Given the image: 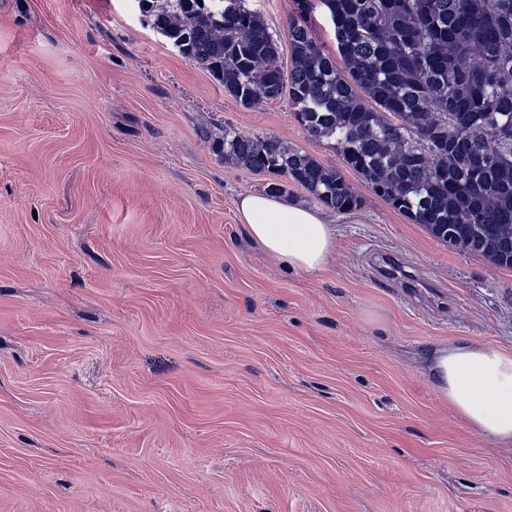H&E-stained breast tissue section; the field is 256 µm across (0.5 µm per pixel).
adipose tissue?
<instances>
[{"label": "adipose tissue", "instance_id": "ef3b65f1", "mask_svg": "<svg viewBox=\"0 0 512 512\" xmlns=\"http://www.w3.org/2000/svg\"><path fill=\"white\" fill-rule=\"evenodd\" d=\"M236 211L248 236L291 270L316 275L327 267L335 238L322 211L267 192L241 195ZM429 372L471 430L488 441L512 444V352L461 341L436 348Z\"/></svg>", "mask_w": 512, "mask_h": 512}]
</instances>
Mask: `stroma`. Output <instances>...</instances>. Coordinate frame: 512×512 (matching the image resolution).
Listing matches in <instances>:
<instances>
[{"label": "stroma", "instance_id": "35a3bbf8", "mask_svg": "<svg viewBox=\"0 0 512 512\" xmlns=\"http://www.w3.org/2000/svg\"><path fill=\"white\" fill-rule=\"evenodd\" d=\"M245 4L288 69L298 0ZM229 127L357 193L320 274L239 224L274 177ZM462 339L512 352V269L394 210L287 99L242 106L135 0H0V512H512V445L429 375Z\"/></svg>", "mask_w": 512, "mask_h": 512}]
</instances>
